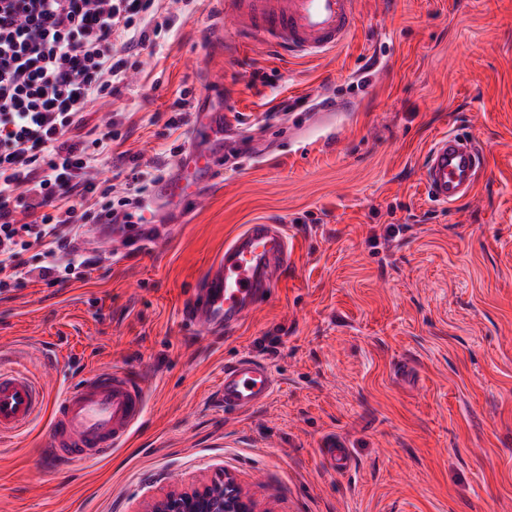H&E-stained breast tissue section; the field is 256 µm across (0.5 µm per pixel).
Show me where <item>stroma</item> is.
<instances>
[{"instance_id":"35a3bbf8","label":"stroma","mask_w":512,"mask_h":512,"mask_svg":"<svg viewBox=\"0 0 512 512\" xmlns=\"http://www.w3.org/2000/svg\"><path fill=\"white\" fill-rule=\"evenodd\" d=\"M358 9L333 53L287 61L225 51L221 0H179L130 82L92 108L89 125L121 122L111 183L135 165L172 172L192 143L168 120L202 106L226 119L223 170L198 206L166 214L160 247L0 293V366L53 396L113 366L147 383L142 422L108 459L48 468L43 417L0 442V512H145L219 471L267 512H512V0ZM448 132L486 160L452 205L423 182ZM266 222L288 230L277 285L235 332L189 326L207 268ZM242 355L276 387L228 416L214 390ZM331 433L349 443L347 473L321 455Z\"/></svg>"}]
</instances>
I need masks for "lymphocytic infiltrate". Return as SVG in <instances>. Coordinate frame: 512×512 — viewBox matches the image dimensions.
Instances as JSON below:
<instances>
[{
	"mask_svg": "<svg viewBox=\"0 0 512 512\" xmlns=\"http://www.w3.org/2000/svg\"><path fill=\"white\" fill-rule=\"evenodd\" d=\"M163 0H0V291L37 279L84 278L99 262L75 245L92 210L113 221L143 204L141 173L124 195L95 178L119 133L88 125L87 110L127 84L132 57L167 31ZM39 250L29 267L23 251Z\"/></svg>",
	"mask_w": 512,
	"mask_h": 512,
	"instance_id": "lymphocytic-infiltrate-1",
	"label": "lymphocytic infiltrate"
}]
</instances>
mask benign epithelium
<instances>
[{
    "instance_id": "7a95c632",
    "label": "benign epithelium",
    "mask_w": 512,
    "mask_h": 512,
    "mask_svg": "<svg viewBox=\"0 0 512 512\" xmlns=\"http://www.w3.org/2000/svg\"><path fill=\"white\" fill-rule=\"evenodd\" d=\"M147 512H259L256 503L227 473L190 490L172 491L156 499Z\"/></svg>"
}]
</instances>
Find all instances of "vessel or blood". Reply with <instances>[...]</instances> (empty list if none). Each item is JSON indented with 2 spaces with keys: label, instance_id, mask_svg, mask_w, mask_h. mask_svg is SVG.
Returning a JSON list of instances; mask_svg holds the SVG:
<instances>
[{
  "label": "vessel or blood",
  "instance_id": "obj_1",
  "mask_svg": "<svg viewBox=\"0 0 512 512\" xmlns=\"http://www.w3.org/2000/svg\"><path fill=\"white\" fill-rule=\"evenodd\" d=\"M225 15L234 18V43L271 49L286 58H318L341 46L359 20L357 0H224ZM224 133L223 121L205 117L190 129L193 148L180 160L177 172L157 184L155 193L166 202L197 201L202 187L221 173L219 152L212 143ZM484 164L478 145L446 133L427 152L424 184L431 197L450 205L474 191ZM162 217L143 207L135 224H104L102 243L113 250L140 243L141 233ZM288 262V237L282 225L250 224L224 247L207 271L200 296L183 312L197 328L224 326L236 330L266 296ZM275 381L269 366L243 356L226 364L215 394L225 410L244 414L271 398ZM143 380L124 368L90 373L66 386L54 402L23 369L0 368V440L24 432L42 411H49L43 456L49 467L84 465L124 447L146 409ZM327 466L348 471L353 458L343 439L322 442Z\"/></svg>",
  "mask_w": 512,
  "mask_h": 512
}]
</instances>
